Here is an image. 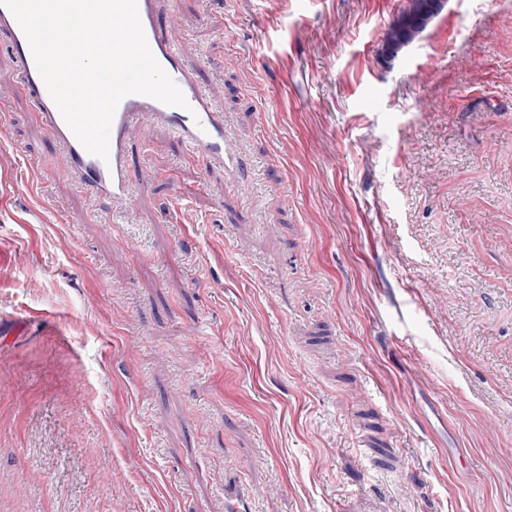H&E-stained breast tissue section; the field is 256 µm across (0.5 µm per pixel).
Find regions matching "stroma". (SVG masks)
<instances>
[{"label": "stroma", "instance_id": "stroma-1", "mask_svg": "<svg viewBox=\"0 0 512 512\" xmlns=\"http://www.w3.org/2000/svg\"><path fill=\"white\" fill-rule=\"evenodd\" d=\"M404 3L163 7L121 224L0 45V512H512V0ZM418 31L414 27H408L403 25H396L391 22L385 32L384 38L386 45L393 49H398V52L411 42H413L419 35Z\"/></svg>", "mask_w": 512, "mask_h": 512}]
</instances>
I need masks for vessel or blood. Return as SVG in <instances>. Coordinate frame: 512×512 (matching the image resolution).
I'll return each mask as SVG.
<instances>
[{
	"instance_id": "1",
	"label": "vessel or blood",
	"mask_w": 512,
	"mask_h": 512,
	"mask_svg": "<svg viewBox=\"0 0 512 512\" xmlns=\"http://www.w3.org/2000/svg\"><path fill=\"white\" fill-rule=\"evenodd\" d=\"M140 20L155 59L182 91L186 107L170 106L154 98L131 94L118 104L109 135V156L89 153L64 121L39 75L28 41L12 12L0 6V38L7 41L18 62L16 78L24 94L65 150L72 174L113 204L132 199L127 169V146L133 130L156 124L169 128L206 166L233 169L237 155L224 128V115L200 89L186 68L179 49L163 33L157 0H137Z\"/></svg>"
}]
</instances>
